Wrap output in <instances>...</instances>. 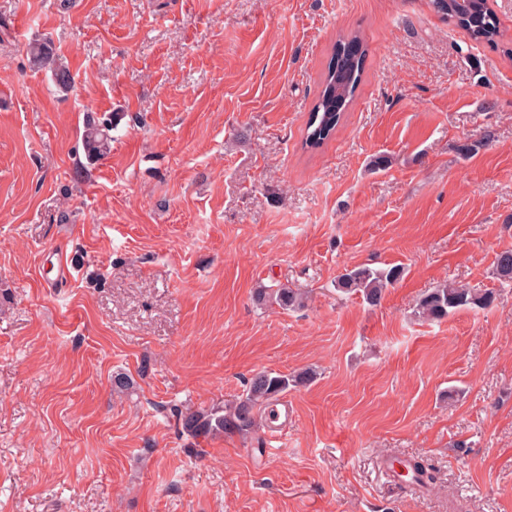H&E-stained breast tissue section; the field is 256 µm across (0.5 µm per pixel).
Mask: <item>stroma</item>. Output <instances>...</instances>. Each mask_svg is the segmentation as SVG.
<instances>
[{
	"label": "stroma",
	"instance_id": "35a3bbf8",
	"mask_svg": "<svg viewBox=\"0 0 512 512\" xmlns=\"http://www.w3.org/2000/svg\"><path fill=\"white\" fill-rule=\"evenodd\" d=\"M491 6L494 46L431 0H0V512H512V0ZM350 32L355 102L303 150ZM46 34L70 89L29 61ZM361 265L403 269L378 306L335 287ZM451 283L496 301L419 318ZM277 285L304 307L256 304ZM260 371L312 376L282 441L183 434ZM385 455L436 485L399 489ZM118 113L101 119L89 118L82 137L84 153L88 160L98 161L106 157L111 150L110 132L118 122Z\"/></svg>",
	"mask_w": 512,
	"mask_h": 512
}]
</instances>
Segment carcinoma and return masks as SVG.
Listing matches in <instances>:
<instances>
[{
    "label": "carcinoma",
    "instance_id": "cac0c4a2",
    "mask_svg": "<svg viewBox=\"0 0 512 512\" xmlns=\"http://www.w3.org/2000/svg\"><path fill=\"white\" fill-rule=\"evenodd\" d=\"M434 8L443 20L465 30L477 42L497 43L502 37L500 24L489 0H434ZM33 66L51 69L56 85L67 89L72 84L68 67L58 62L54 41L45 37L29 47ZM367 49L357 35L343 37L333 46L325 77L316 101L309 113L302 147L317 150L336 133L345 112L352 104L355 92L362 81ZM114 113L109 117L87 120L82 137L84 153L88 160L98 161L111 150L110 132L118 122ZM494 274L503 282H512V250L499 253L494 263ZM402 275V269L391 266L372 269L362 266L346 271L336 281L342 292H354L371 306H377L385 290ZM261 302L275 303L284 310L302 307L300 292L283 287L276 290L262 289L257 294ZM496 300L494 293L462 286H442L422 294L416 306L418 317L428 321H441L462 309H487ZM295 379L283 374L260 372L249 381L244 399L233 409L219 408L189 411L181 416L185 432L197 438L213 436L227 430L242 435L250 433L257 424L256 410L271 399L285 393ZM413 483L426 486L436 479L434 468L425 460L413 463Z\"/></svg>",
    "mask_w": 512,
    "mask_h": 512
}]
</instances>
